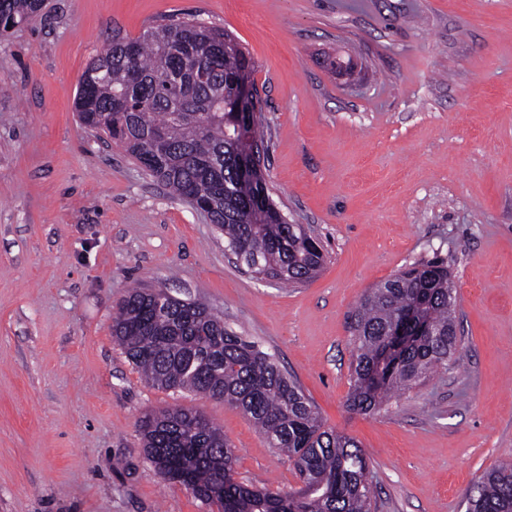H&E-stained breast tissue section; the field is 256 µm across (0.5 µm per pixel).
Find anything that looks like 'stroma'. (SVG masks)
Returning <instances> with one entry per match:
<instances>
[{
    "instance_id": "1",
    "label": "stroma",
    "mask_w": 512,
    "mask_h": 512,
    "mask_svg": "<svg viewBox=\"0 0 512 512\" xmlns=\"http://www.w3.org/2000/svg\"><path fill=\"white\" fill-rule=\"evenodd\" d=\"M176 13L252 58L269 193L324 247L312 280L257 279L81 124L92 58ZM433 259L455 283L459 362L350 411L356 305ZM133 286L203 301L274 354L361 445L373 512H465L512 460V0H44L0 35V512H217L145 457L140 419L175 406L223 429L238 481L299 487L242 411L153 387L126 357L112 318Z\"/></svg>"
}]
</instances>
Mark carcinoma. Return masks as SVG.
<instances>
[{
    "label": "carcinoma",
    "mask_w": 512,
    "mask_h": 512,
    "mask_svg": "<svg viewBox=\"0 0 512 512\" xmlns=\"http://www.w3.org/2000/svg\"><path fill=\"white\" fill-rule=\"evenodd\" d=\"M40 6L41 0H0V13L25 22ZM92 61L104 72L87 75L75 101L86 128L149 162L148 175L174 197L209 206L226 247L259 277L295 284L322 268L311 230L288 223L268 195L241 183L236 91L253 62L229 31L169 16L135 39L112 42ZM175 103L179 117L171 111ZM160 296L149 288L129 291L112 319V338L151 385L241 409L293 463L302 486L272 492L237 482L223 430L184 407L139 421L146 458L160 475L219 512H371L360 445L325 426L276 358L205 305L176 298L159 307ZM455 307L448 268L439 262L370 289L354 314L349 409L375 413L435 368L456 362ZM414 308L430 332L412 336L398 363L385 362L392 332L412 330L406 316ZM468 512H512V462L480 478Z\"/></svg>",
    "instance_id": "cac0c4a2"
}]
</instances>
